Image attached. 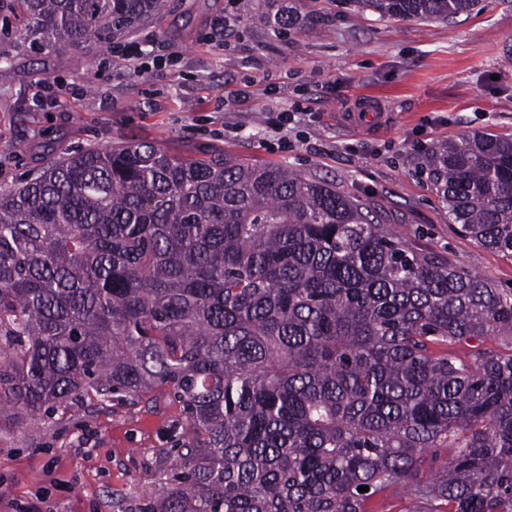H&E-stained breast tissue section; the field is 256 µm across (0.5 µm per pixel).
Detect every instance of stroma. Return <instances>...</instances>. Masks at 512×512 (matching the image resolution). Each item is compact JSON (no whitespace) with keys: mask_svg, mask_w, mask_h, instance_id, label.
<instances>
[{"mask_svg":"<svg viewBox=\"0 0 512 512\" xmlns=\"http://www.w3.org/2000/svg\"><path fill=\"white\" fill-rule=\"evenodd\" d=\"M130 32L147 67L113 44L61 54L27 36L0 0V187L50 161L127 140L184 156L281 163L380 211L418 251L512 289V255L465 236L425 166L473 132L512 136V0H478L454 21L381 20L351 0H170ZM294 6L299 25H279ZM175 53L173 65L151 67ZM63 84L64 106L38 96ZM293 110L274 128L268 108ZM177 401L154 408L88 400L40 429L0 431V512H128L155 489L175 445Z\"/></svg>","mask_w":512,"mask_h":512,"instance_id":"35a3bbf8","label":"stroma"}]
</instances>
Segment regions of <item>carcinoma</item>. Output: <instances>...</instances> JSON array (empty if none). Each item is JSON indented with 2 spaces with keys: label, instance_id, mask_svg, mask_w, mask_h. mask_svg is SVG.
<instances>
[{
  "label": "carcinoma",
  "instance_id": "cac0c4a2",
  "mask_svg": "<svg viewBox=\"0 0 512 512\" xmlns=\"http://www.w3.org/2000/svg\"><path fill=\"white\" fill-rule=\"evenodd\" d=\"M352 2L451 21L476 0ZM16 3L64 53L166 6ZM427 164L448 219L512 255V137L448 141ZM491 337L512 343V290L283 165L132 141L0 191V430L169 391L181 446L130 512H367L386 490L416 512H512V347Z\"/></svg>",
  "mask_w": 512,
  "mask_h": 512
}]
</instances>
